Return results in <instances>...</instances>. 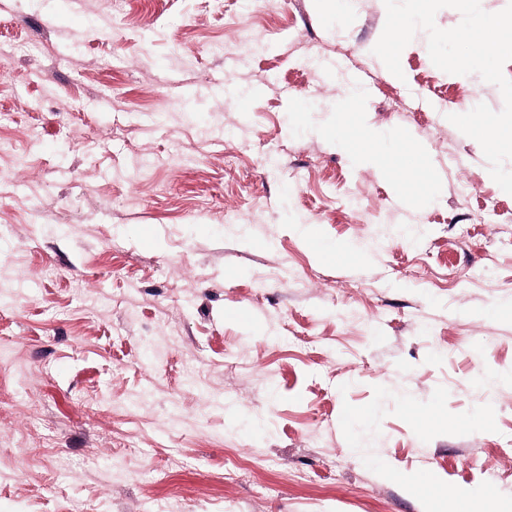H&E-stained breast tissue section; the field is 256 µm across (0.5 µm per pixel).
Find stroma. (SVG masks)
Listing matches in <instances>:
<instances>
[{"label":"stroma","mask_w":512,"mask_h":512,"mask_svg":"<svg viewBox=\"0 0 512 512\" xmlns=\"http://www.w3.org/2000/svg\"><path fill=\"white\" fill-rule=\"evenodd\" d=\"M385 21L0 0V512H512V195L446 119L503 98ZM340 36L387 172L318 133Z\"/></svg>","instance_id":"1"}]
</instances>
